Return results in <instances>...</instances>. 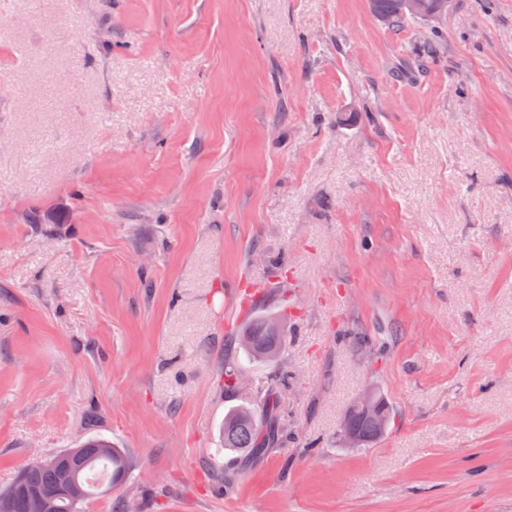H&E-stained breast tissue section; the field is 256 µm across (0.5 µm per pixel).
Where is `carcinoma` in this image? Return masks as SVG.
<instances>
[{
    "label": "carcinoma",
    "mask_w": 512,
    "mask_h": 512,
    "mask_svg": "<svg viewBox=\"0 0 512 512\" xmlns=\"http://www.w3.org/2000/svg\"><path fill=\"white\" fill-rule=\"evenodd\" d=\"M370 13L381 15L387 27L399 29L414 20V16L403 14L397 0H368ZM276 313L270 310H255L236 336V343L249 359V362L267 370L265 377L255 386L253 400L232 406L224 414L221 440L224 450L233 454L232 461L258 460L266 449L288 444V433L280 420V390L288 383V378L279 372V363L266 358L265 351L275 348L285 353L288 336L282 329L272 327L271 319ZM243 374L242 367L234 358H224V375L221 387L224 397L240 398L236 380ZM341 430L357 434L359 446L365 448L383 436L373 420L365 416L356 406H351ZM112 453L103 454V447ZM81 450L82 466L79 477L86 487L85 500L108 495L121 489L126 483L133 463L128 453L115 447L103 438H89L78 445ZM68 479V473L61 465L33 468L26 471L22 486L7 494L6 510L0 512H29L28 492L31 490H59Z\"/></svg>",
    "instance_id": "carcinoma-1"
}]
</instances>
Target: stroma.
Returning a JSON list of instances; mask_svg holds the SVG:
<instances>
[{"label":"stroma","instance_id":"stroma-1","mask_svg":"<svg viewBox=\"0 0 512 512\" xmlns=\"http://www.w3.org/2000/svg\"><path fill=\"white\" fill-rule=\"evenodd\" d=\"M438 27L402 76L431 24L367 0H0V488L98 435L137 512H512V0ZM272 260L291 439L228 488ZM243 374L242 367L234 357L225 356L224 375L221 376V387L224 388V397L237 400L239 395L236 380ZM381 405L382 417L385 420L383 432H378L377 426L373 420L365 416L354 404L350 407L341 426V432L348 430L357 434L359 438L358 447H369L371 444L381 438L390 428L395 419V409L386 397L377 394Z\"/></svg>","mask_w":512,"mask_h":512}]
</instances>
